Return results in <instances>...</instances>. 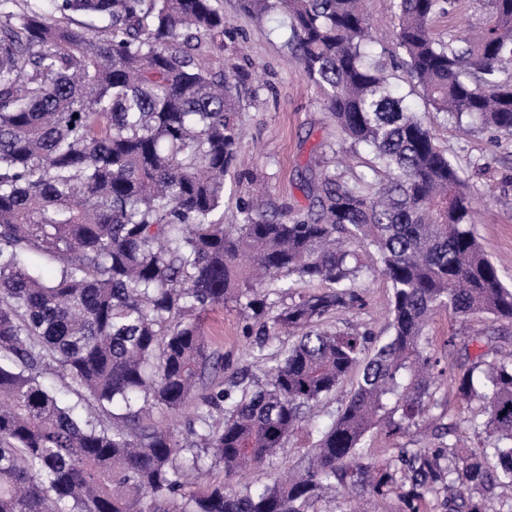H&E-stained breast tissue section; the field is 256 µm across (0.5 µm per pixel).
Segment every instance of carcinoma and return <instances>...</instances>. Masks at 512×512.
Returning <instances> with one entry per match:
<instances>
[{"instance_id":"cac0c4a2","label":"carcinoma","mask_w":512,"mask_h":512,"mask_svg":"<svg viewBox=\"0 0 512 512\" xmlns=\"http://www.w3.org/2000/svg\"><path fill=\"white\" fill-rule=\"evenodd\" d=\"M466 36L435 32L457 0H392L406 81L427 110L512 138V0H478ZM279 11L285 45L319 87L340 140L302 178L292 217L240 202L238 84L200 57L229 33L214 0H0V512H312L341 486L399 512H488L512 485V355L449 370L426 350L433 317L512 320V289L477 241L473 197L372 51L365 0H240ZM372 155L371 174L341 152ZM390 283L386 336L321 325L364 305L357 248ZM55 267L44 278L38 263ZM297 282L328 288L303 293ZM288 298L275 312L267 292ZM259 321L245 365L201 317L228 302ZM294 341L273 347L280 335ZM57 368L63 386L46 382ZM356 386L285 482L256 484L311 408ZM486 419L491 449L366 441L408 433L439 377ZM193 408L177 434L153 411ZM244 482L186 493L203 469Z\"/></svg>"}]
</instances>
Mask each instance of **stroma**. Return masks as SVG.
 I'll return each instance as SVG.
<instances>
[{
	"label": "stroma",
	"mask_w": 512,
	"mask_h": 512,
	"mask_svg": "<svg viewBox=\"0 0 512 512\" xmlns=\"http://www.w3.org/2000/svg\"><path fill=\"white\" fill-rule=\"evenodd\" d=\"M217 5L230 33L224 38L223 50L203 57V65L236 66L261 76L260 81H246L240 88L239 107L246 131L242 155L252 176L246 179L233 172L227 174L224 221L236 222L237 207L244 200L262 204L270 211H304L308 201L300 189L301 176L311 159L324 157L328 144L336 137L322 95L303 77L296 57L284 43L282 32L287 20L283 15L275 13L259 23L240 10L238 0H217ZM369 11L375 19V48L384 51L388 65L398 64L401 51L391 0H370ZM426 119L439 146L465 175L477 210L476 237L504 280L512 283V141H499L490 131L455 124L441 113H427ZM362 259L368 271L357 288L364 297V307L330 315L325 320L327 328L358 324L376 334L383 330L391 288L378 271L376 252H364ZM246 325V319L231 303L215 307L203 317L205 334L223 352L225 368H236L246 360L245 352L252 341ZM477 330L493 336L498 348H512V322L482 317L465 321L443 313L429 326L430 351L445 364L477 354L479 346L471 341ZM354 382V377L345 378L336 393L322 399L312 421L290 437L281 454L260 472V479L284 476L302 462L315 440L313 426L330 422ZM433 399L435 404L420 425L400 442L406 447L433 442L439 421H466L479 412L478 402L462 398L444 377L438 381Z\"/></svg>",
	"instance_id": "stroma-1"
}]
</instances>
